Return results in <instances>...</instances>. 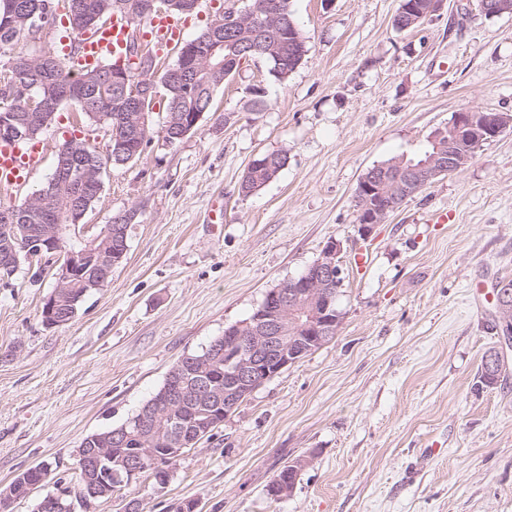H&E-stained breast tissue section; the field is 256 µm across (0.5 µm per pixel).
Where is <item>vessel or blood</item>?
<instances>
[{"label":"vessel or blood","mask_w":512,"mask_h":512,"mask_svg":"<svg viewBox=\"0 0 512 512\" xmlns=\"http://www.w3.org/2000/svg\"><path fill=\"white\" fill-rule=\"evenodd\" d=\"M186 23L166 14L155 15L145 35L156 53H164L183 39ZM130 36L127 19L120 15L93 31L61 38L62 53L68 67L93 65L119 56ZM43 152L41 142L20 144L0 141V183L14 184L25 180L39 163Z\"/></svg>","instance_id":"obj_1"}]
</instances>
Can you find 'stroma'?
Returning <instances> with one entry per match:
<instances>
[{"label": "stroma", "mask_w": 512, "mask_h": 512, "mask_svg": "<svg viewBox=\"0 0 512 512\" xmlns=\"http://www.w3.org/2000/svg\"><path fill=\"white\" fill-rule=\"evenodd\" d=\"M399 4L290 0L309 50L288 79L245 63L175 145L154 107L143 155L107 169L85 218L94 234L137 209L126 258L72 321L42 318L56 262L0 279V487L51 465L12 512L77 490L88 435L135 415L182 356L248 319L332 240L343 270L336 337L186 449L166 483L143 476L90 512H125L133 500L143 512L188 501L196 512H512V341L494 291L512 278V128L366 234L356 198L369 168L420 152L456 112L512 116V14L485 18L475 0H446L400 32ZM78 111L59 107L43 159L25 184L0 185V199L40 189L72 136L105 147L102 126L73 127ZM272 151L287 153L286 166L242 195L248 164ZM441 210L454 223H436ZM491 350L502 367L488 387L480 375ZM302 457L291 495L270 500L280 468Z\"/></svg>", "instance_id": "1"}]
</instances>
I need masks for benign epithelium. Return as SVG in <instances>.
<instances>
[{
	"label": "benign epithelium",
	"instance_id": "obj_1",
	"mask_svg": "<svg viewBox=\"0 0 512 512\" xmlns=\"http://www.w3.org/2000/svg\"><path fill=\"white\" fill-rule=\"evenodd\" d=\"M444 0H431L426 9L401 0L398 15L414 25L424 18L439 12ZM512 14V0H478V14L486 18ZM49 17V4L46 0L28 11L21 23L24 31L32 38L45 29ZM264 20L263 27L268 30L288 27L297 31L296 24L289 14H275L268 0H251L240 8L234 3L223 8L211 17L209 29L220 30L228 34L225 39L209 36L205 51L200 53L195 44L186 43L178 54L179 62L187 65H201L214 72L223 67L224 50H233L236 45L229 35L236 32L242 37L260 38L254 49L261 52L263 58L281 61L280 42L272 36H264L255 26V21ZM169 86L168 80L157 84V77L146 72H137L136 82L131 84V108L133 112L127 123L135 130H147L151 122L149 112L142 102L154 99L160 93V86ZM202 113L190 110L184 116L180 126L171 129L170 140L186 138L195 131ZM476 111L466 109L455 113L448 128L458 134H466L478 142L490 141L512 126V118L496 115L479 124L475 123ZM49 121L46 112H28L22 116L14 112L0 115V137L22 139L35 129L43 128ZM444 135L438 130L429 137L435 144L434 154L428 160L416 165L406 158L394 162L393 166L378 165L370 170L368 176L360 180L357 191L360 201L361 228L369 232L371 226L382 224L389 213L397 206L391 204L378 208L371 204L375 194L399 200L409 190L428 178L448 171L456 172L463 168L470 157L454 152H445L438 145ZM87 214L84 207L74 204L62 209L57 214V223L51 229L31 240L23 247L27 256H39L45 252L58 253L66 257L59 267L56 279L59 284L78 281L85 273L84 265L90 261L98 268L99 281H106L112 274V268L123 261L127 249L103 252L97 247L100 240L112 237V225H107L103 232L87 237L79 230ZM81 243V248L70 249L65 246L66 238ZM341 245L338 241L329 242L310 270L300 280L285 281L278 287L270 289L255 316L240 322L224 331V392L217 391V381L210 375L195 376L193 361H182L168 374V385L156 401L137 418L138 429H154L158 426L159 410L170 415L190 408L201 400L209 403L224 404V416H229L263 383L280 374L284 369L298 363L310 353L311 345L320 344L338 332L342 321L339 311L333 309L331 288L341 279L338 254ZM496 304L502 325L508 327L512 337V283L503 281L495 286ZM46 323L60 326L70 321V316L60 312L56 295L46 300ZM298 331L300 335L292 336L290 332ZM145 457H155V449L140 448L134 455H117L108 448H80L77 451V469L85 479L78 490L77 499L83 505L90 504L109 493L107 480H123L129 483L138 479L141 463ZM29 486L24 478L19 477L13 485L0 493V512H9L11 505L28 493ZM67 493L50 494L39 506L41 512H74L75 503L65 504Z\"/></svg>",
	"mask_w": 512,
	"mask_h": 512
}]
</instances>
